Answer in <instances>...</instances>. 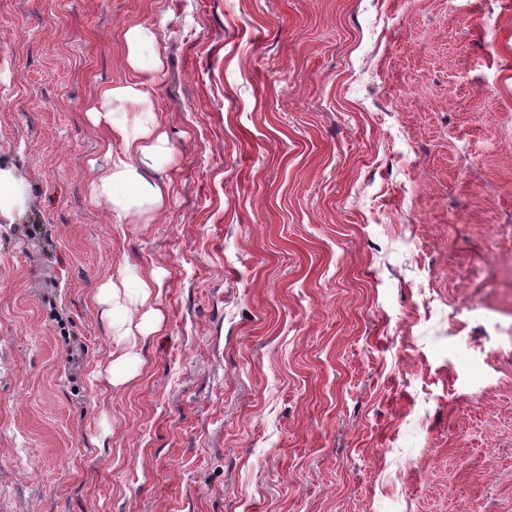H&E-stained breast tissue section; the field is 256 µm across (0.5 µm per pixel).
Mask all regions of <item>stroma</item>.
<instances>
[{"instance_id": "stroma-1", "label": "stroma", "mask_w": 512, "mask_h": 512, "mask_svg": "<svg viewBox=\"0 0 512 512\" xmlns=\"http://www.w3.org/2000/svg\"><path fill=\"white\" fill-rule=\"evenodd\" d=\"M133 25L174 152L119 224ZM0 167V512H512V0H0ZM156 39L150 27L126 31V64L135 76L102 88L88 109L92 124L107 133V146H112V137L122 144V154L115 158L108 148L109 161L97 169L90 184L91 198L105 203L119 224L148 222L168 201L166 182L149 174L158 173L173 153L149 94L164 64L157 53L145 55ZM130 111H135L132 117ZM22 203L23 193L12 172L0 168V213L9 212L13 207L21 206ZM159 279L137 278L133 280L126 271L108 279L99 288L96 302L102 308L111 329L112 360L106 370L110 385H117L127 380L126 368L139 359L137 336H146L155 332L161 321L156 306ZM144 310L139 322L134 323L129 313Z\"/></svg>"}]
</instances>
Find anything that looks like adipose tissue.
<instances>
[{
  "label": "adipose tissue",
  "instance_id": "adipose-tissue-1",
  "mask_svg": "<svg viewBox=\"0 0 512 512\" xmlns=\"http://www.w3.org/2000/svg\"><path fill=\"white\" fill-rule=\"evenodd\" d=\"M156 39L150 27L126 31V64L134 77L102 88L88 110L92 124L122 145L121 155L100 166L90 184L92 199L105 203L122 224L150 220L168 201L166 182L155 177L173 153L149 94L164 64L159 54L147 52ZM160 285L159 279H134L122 271L101 286L96 302L109 321L114 344L107 368L110 384L126 381V368L139 358L138 337L157 330ZM136 310L142 313L137 322L131 318Z\"/></svg>",
  "mask_w": 512,
  "mask_h": 512
}]
</instances>
